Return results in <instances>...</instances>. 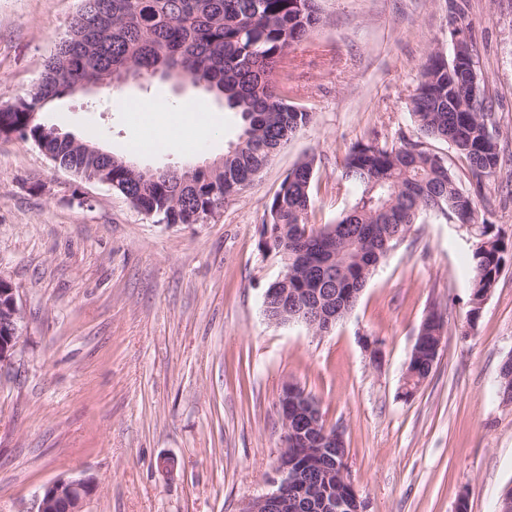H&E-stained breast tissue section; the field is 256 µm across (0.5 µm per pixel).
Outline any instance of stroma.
<instances>
[{"instance_id":"1","label":"stroma","mask_w":512,"mask_h":512,"mask_svg":"<svg viewBox=\"0 0 512 512\" xmlns=\"http://www.w3.org/2000/svg\"><path fill=\"white\" fill-rule=\"evenodd\" d=\"M80 4L0 0V103L38 81ZM318 7L322 21L290 49L285 83L311 124L204 223H157L33 143L0 139V279L17 289L23 313L15 361L0 371V512H31L42 486L79 477L97 483L85 512H241L272 490L289 383L342 429L365 512H457L462 499L467 512H497L512 487V403L498 394L500 364L512 355V0ZM461 38L493 101L489 130L510 156L479 204L508 253L478 315L469 314L476 240L433 215L388 254L330 332L269 322L264 294L283 262L259 241L285 176L314 158L310 221L334 223L356 198L341 179L348 149L419 137L410 99L422 65L435 52L453 57ZM197 97L156 80L119 99L63 97L43 119L140 168H183L221 159L240 133L238 115L207 102L203 147L132 155V131L152 138L157 128L124 105ZM433 311L445 320L438 358L402 397Z\"/></svg>"}]
</instances>
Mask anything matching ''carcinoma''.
<instances>
[{
  "instance_id": "1",
  "label": "carcinoma",
  "mask_w": 512,
  "mask_h": 512,
  "mask_svg": "<svg viewBox=\"0 0 512 512\" xmlns=\"http://www.w3.org/2000/svg\"><path fill=\"white\" fill-rule=\"evenodd\" d=\"M112 18L86 51L79 22ZM320 22L316 0H81L65 37L44 64L34 90L0 106V134L35 144L51 161L79 178L92 172L120 192L140 213L162 224H201L224 199L258 177L271 157L312 120L288 104L277 74L288 67L289 49ZM472 44L463 43L461 63L430 56L411 98L421 133L451 145L466 158L475 194L464 191L442 158L424 142L406 137L391 147L375 140L347 152L342 178L357 188L350 210L334 224L308 221L315 159L302 161L283 179L262 224L261 249L275 252L288 268V288L304 304L336 308L342 320L386 256L426 214H440L474 230L471 314L494 287L506 247L493 225L478 221L484 180L504 156L489 132L492 103L474 78ZM133 70L141 81L156 76L203 86L242 122L238 142L224 158L180 170L134 172L126 160L103 150L86 154L68 136L41 121L51 102L74 93L73 84ZM404 379L405 395L431 374L429 342L414 345Z\"/></svg>"
}]
</instances>
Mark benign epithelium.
I'll use <instances>...</instances> for the list:
<instances>
[{"label": "benign epithelium", "instance_id": "7a95c632", "mask_svg": "<svg viewBox=\"0 0 512 512\" xmlns=\"http://www.w3.org/2000/svg\"><path fill=\"white\" fill-rule=\"evenodd\" d=\"M276 324L299 322L311 329L326 331L336 324V315L321 309L288 311L281 307L272 319ZM23 316L18 304L17 289L0 280V367L14 363L15 352L22 335ZM280 410L283 420V448L278 465L270 477L275 490L249 500L242 512H300L314 504L320 512H344L347 509L344 489L350 486L347 454L342 432L321 425L320 413L299 403L295 392L283 389ZM316 441L304 449L311 456L313 467L307 470L294 467L292 456L307 436ZM294 493L288 494V488ZM95 490L94 480L88 478L58 479L46 485L35 496L30 512H83L86 501Z\"/></svg>", "mask_w": 512, "mask_h": 512}]
</instances>
